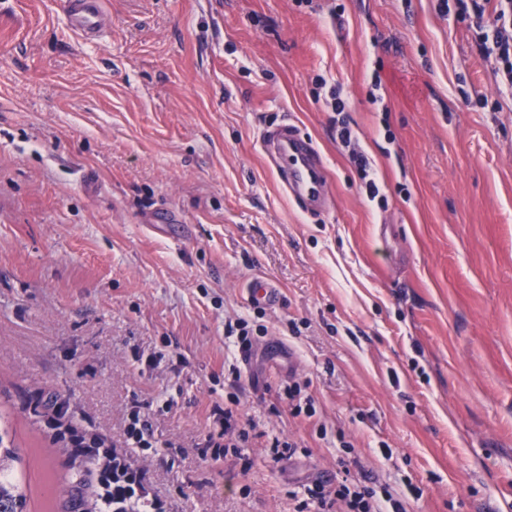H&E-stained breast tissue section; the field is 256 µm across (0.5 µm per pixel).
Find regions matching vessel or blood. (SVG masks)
Returning <instances> with one entry per match:
<instances>
[{"mask_svg":"<svg viewBox=\"0 0 512 512\" xmlns=\"http://www.w3.org/2000/svg\"><path fill=\"white\" fill-rule=\"evenodd\" d=\"M70 28L86 42L98 40L109 23L104 0H64ZM261 147L268 165L274 166L283 192L304 212L327 207V176L319 150L290 123L264 129ZM250 302L272 307L278 291L268 279H256L247 286Z\"/></svg>","mask_w":512,"mask_h":512,"instance_id":"obj_1","label":"vessel or blood"}]
</instances>
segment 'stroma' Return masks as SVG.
I'll list each match as a JSON object with an SVG mask.
<instances>
[{
  "instance_id": "1",
  "label": "stroma",
  "mask_w": 512,
  "mask_h": 512,
  "mask_svg": "<svg viewBox=\"0 0 512 512\" xmlns=\"http://www.w3.org/2000/svg\"><path fill=\"white\" fill-rule=\"evenodd\" d=\"M105 8L88 44L61 0H0V417L29 512H60L95 438L170 512H294L320 479L388 488L385 512H512V109L465 105L497 96L466 25L437 0ZM284 122L324 212L266 164ZM257 276L277 307L248 303ZM237 318L267 328L245 361ZM217 406L253 426L215 459ZM135 408L162 454L127 447ZM261 147L280 178L283 192L303 212L323 210L329 203L327 176L319 150L291 123L264 129Z\"/></svg>"
}]
</instances>
